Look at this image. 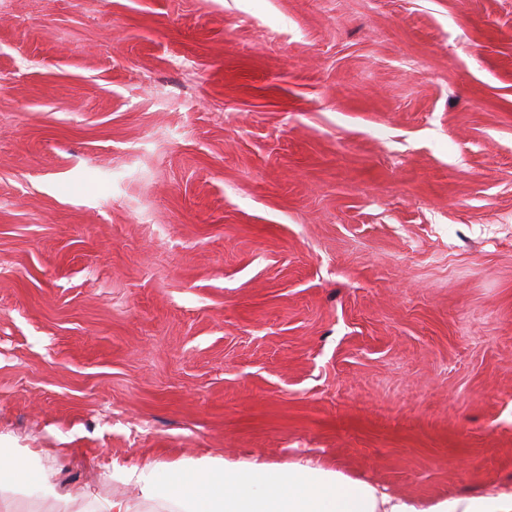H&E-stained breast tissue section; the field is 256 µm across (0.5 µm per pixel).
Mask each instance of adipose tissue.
I'll list each match as a JSON object with an SVG mask.
<instances>
[{
	"label": "adipose tissue",
	"instance_id": "obj_1",
	"mask_svg": "<svg viewBox=\"0 0 512 512\" xmlns=\"http://www.w3.org/2000/svg\"><path fill=\"white\" fill-rule=\"evenodd\" d=\"M97 478L134 486L138 495L95 499L87 512H512V492L425 504L313 458L279 464L260 456H202L154 466L116 464Z\"/></svg>",
	"mask_w": 512,
	"mask_h": 512
}]
</instances>
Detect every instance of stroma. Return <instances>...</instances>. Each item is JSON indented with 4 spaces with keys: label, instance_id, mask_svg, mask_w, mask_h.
<instances>
[{
    "label": "stroma",
    "instance_id": "obj_1",
    "mask_svg": "<svg viewBox=\"0 0 512 512\" xmlns=\"http://www.w3.org/2000/svg\"><path fill=\"white\" fill-rule=\"evenodd\" d=\"M0 446L512 492V0H0Z\"/></svg>",
    "mask_w": 512,
    "mask_h": 512
}]
</instances>
